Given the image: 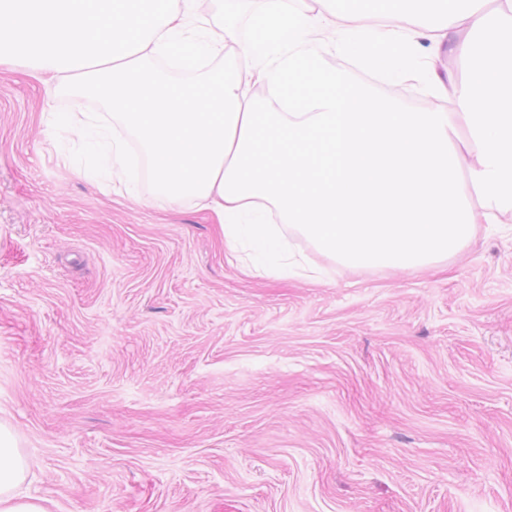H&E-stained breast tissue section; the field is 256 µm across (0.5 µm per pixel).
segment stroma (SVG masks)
I'll use <instances>...</instances> for the list:
<instances>
[{
	"label": "stroma",
	"instance_id": "1",
	"mask_svg": "<svg viewBox=\"0 0 512 512\" xmlns=\"http://www.w3.org/2000/svg\"><path fill=\"white\" fill-rule=\"evenodd\" d=\"M0 68V431L50 512H512V218L446 260L253 275L79 171Z\"/></svg>",
	"mask_w": 512,
	"mask_h": 512
}]
</instances>
